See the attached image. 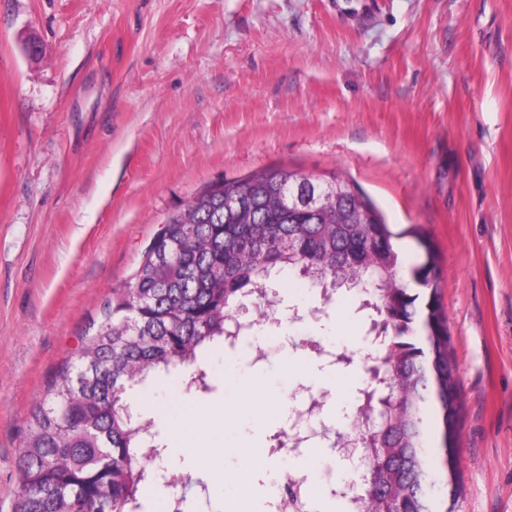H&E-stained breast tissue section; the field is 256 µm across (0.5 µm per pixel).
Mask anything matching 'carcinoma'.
<instances>
[{"label":"carcinoma","instance_id":"1","mask_svg":"<svg viewBox=\"0 0 512 512\" xmlns=\"http://www.w3.org/2000/svg\"><path fill=\"white\" fill-rule=\"evenodd\" d=\"M299 174L265 170L206 188L168 218L99 321L82 337L75 360L62 365L33 407L19 450L21 477L9 512H144L145 490L166 467L154 420L128 416L127 387L175 369L187 390H207L205 358L224 341L230 320L250 298L259 318L272 317V271H288L321 290L349 277L372 309L369 358L376 386L347 414L346 436L365 448L366 470L348 495L361 512H429L437 475L452 503L461 391L448 320L437 296L440 269L432 245L419 239L416 281L421 304L402 282L394 234L367 197L341 181L342 194L315 215L288 213L280 198ZM295 243L293 251L280 241Z\"/></svg>","mask_w":512,"mask_h":512}]
</instances>
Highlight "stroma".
<instances>
[{
    "label": "stroma",
    "instance_id": "stroma-1",
    "mask_svg": "<svg viewBox=\"0 0 512 512\" xmlns=\"http://www.w3.org/2000/svg\"><path fill=\"white\" fill-rule=\"evenodd\" d=\"M268 168L357 183L405 284L411 229L429 237L462 397L463 492L434 510L512 512V0H0V512L31 409L168 217ZM278 291L263 358L220 346L210 390L162 374L135 400L162 442L205 423L233 444L210 466L254 474V512L285 472L321 490L314 512H341L323 492L353 476L330 441L277 445L291 408L220 421L240 388L304 386L331 393L321 419L340 431L367 385L354 293Z\"/></svg>",
    "mask_w": 512,
    "mask_h": 512
}]
</instances>
